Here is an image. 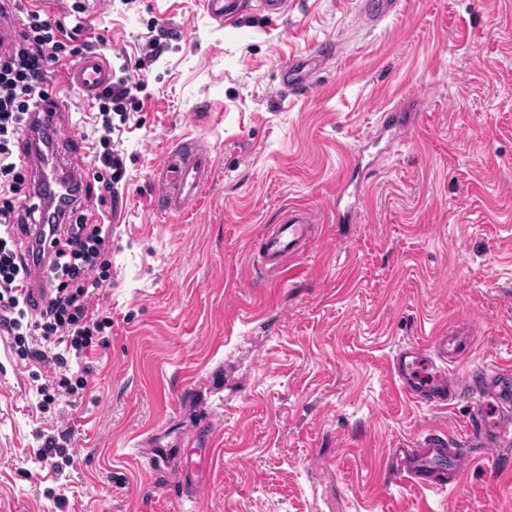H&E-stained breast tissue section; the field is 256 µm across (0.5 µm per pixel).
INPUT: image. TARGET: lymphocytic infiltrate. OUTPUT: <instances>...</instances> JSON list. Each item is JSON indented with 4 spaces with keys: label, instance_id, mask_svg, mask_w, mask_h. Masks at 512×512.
Returning <instances> with one entry per match:
<instances>
[{
    "label": "lymphocytic infiltrate",
    "instance_id": "f902f5d3",
    "mask_svg": "<svg viewBox=\"0 0 512 512\" xmlns=\"http://www.w3.org/2000/svg\"><path fill=\"white\" fill-rule=\"evenodd\" d=\"M23 43L0 49V334L12 337L21 356L45 367H61L65 352L83 357L103 324L89 308V299L110 276L112 227L83 217L66 226L52 224L57 250L46 259L51 288L37 299L29 287V252L17 250L10 233L28 223L31 210L20 195L22 161L13 151L31 125L32 114L48 101L52 69L94 53L95 41L81 39L80 28L43 18L27 9ZM139 85L131 75L110 79L95 99L100 135L89 161L101 183L100 204L118 201L116 187L124 175L123 159L112 145V113L134 100Z\"/></svg>",
    "mask_w": 512,
    "mask_h": 512
}]
</instances>
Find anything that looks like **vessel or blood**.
Listing matches in <instances>:
<instances>
[{
	"mask_svg": "<svg viewBox=\"0 0 512 512\" xmlns=\"http://www.w3.org/2000/svg\"><path fill=\"white\" fill-rule=\"evenodd\" d=\"M243 0H204L208 15L217 23L230 21L243 8ZM396 0H364L361 9L366 24L373 25L389 16ZM110 76L106 61L97 54L89 55L73 66L67 74L71 88L93 94ZM312 73L304 61L283 66L281 82L291 91L307 87ZM211 168L208 151L176 149L159 171L154 203L158 210L172 212L195 201L207 182ZM36 200L45 194H61L65 186H77L82 176L69 174L60 165H35ZM314 217L299 207L284 211L279 224L266 236L264 252L271 271H278L282 256L303 252L312 236ZM451 341L448 336H434L425 344H414L393 360L392 375L403 393L415 403L428 407H446L466 401L469 408L464 431L453 436L447 430L431 428L418 437L398 440L383 461L389 484L411 485L433 489H457L475 454L504 453L512 448V417L504 415L489 420L486 398L497 406L512 403V370L485 368L473 370L465 378L446 373L443 363L448 359Z\"/></svg>",
	"mask_w": 512,
	"mask_h": 512,
	"instance_id": "1",
	"label": "vessel or blood"
}]
</instances>
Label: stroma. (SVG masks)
I'll return each mask as SVG.
<instances>
[{"instance_id":"obj_1","label":"stroma","mask_w":512,"mask_h":512,"mask_svg":"<svg viewBox=\"0 0 512 512\" xmlns=\"http://www.w3.org/2000/svg\"><path fill=\"white\" fill-rule=\"evenodd\" d=\"M56 0L112 67L136 71L117 139L126 173L111 276L90 301L105 327L86 385L49 412L31 387L51 370L13 356L0 382V512H512V458H478L448 492L386 483L382 461L468 408L403 395L396 354L443 331L448 367H512V0H398L375 27L362 0L247 7L224 27L203 0ZM333 60L306 91L280 69L319 43ZM53 150L88 169L93 100L64 75ZM405 138L378 141L380 117ZM208 150L211 176L184 211L154 207L177 146ZM349 183L353 223L336 218ZM316 210L313 241L269 276L255 263L283 209ZM69 435L38 464L39 435Z\"/></svg>"}]
</instances>
